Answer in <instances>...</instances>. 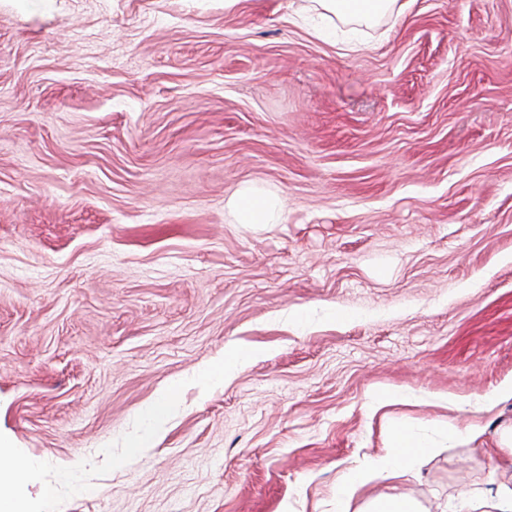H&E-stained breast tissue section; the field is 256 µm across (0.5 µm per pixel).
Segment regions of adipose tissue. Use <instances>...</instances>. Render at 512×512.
Segmentation results:
<instances>
[{
  "label": "adipose tissue",
  "instance_id": "ef3b65f1",
  "mask_svg": "<svg viewBox=\"0 0 512 512\" xmlns=\"http://www.w3.org/2000/svg\"><path fill=\"white\" fill-rule=\"evenodd\" d=\"M313 19L308 25L318 39L332 42L337 25H345L347 43H354L357 27L404 12L400 0H315ZM283 215L282 201L275 190L256 186L238 189L227 205L232 224H277ZM512 399V384L495 388L470 399L447 398L448 407L463 413L464 421L443 418L406 420L390 418L383 452L356 460L336 482V512H423L414 496L401 487V480L417 476L426 457L451 448H483L496 468L512 470V421L501 423L494 435H487L481 418L499 403ZM38 458L16 461L0 451V512H21L27 499V475L39 472ZM377 488V495L361 499V492ZM447 512H512V483L495 487L461 486L448 502Z\"/></svg>",
  "mask_w": 512,
  "mask_h": 512
}]
</instances>
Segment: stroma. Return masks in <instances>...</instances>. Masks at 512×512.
Here are the masks:
<instances>
[{
    "instance_id": "1",
    "label": "stroma",
    "mask_w": 512,
    "mask_h": 512,
    "mask_svg": "<svg viewBox=\"0 0 512 512\" xmlns=\"http://www.w3.org/2000/svg\"><path fill=\"white\" fill-rule=\"evenodd\" d=\"M296 7L0 0V447L46 462L31 507L332 512L383 446L368 394L512 381V0H408L355 50ZM246 185L282 223H225ZM314 305L343 318H282ZM490 469L456 448L408 487L435 512Z\"/></svg>"
}]
</instances>
